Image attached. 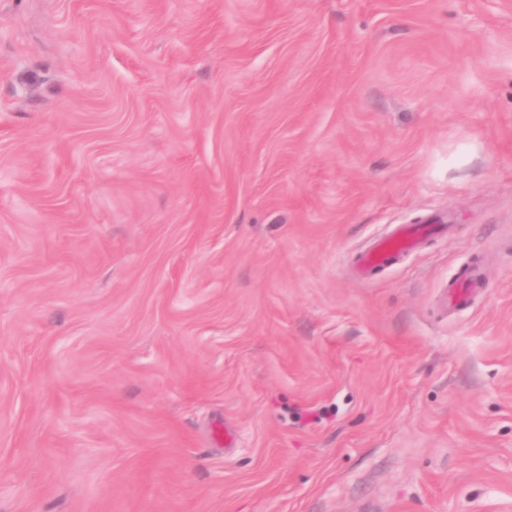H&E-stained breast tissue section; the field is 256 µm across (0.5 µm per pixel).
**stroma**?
Returning <instances> with one entry per match:
<instances>
[{
    "mask_svg": "<svg viewBox=\"0 0 512 512\" xmlns=\"http://www.w3.org/2000/svg\"><path fill=\"white\" fill-rule=\"evenodd\" d=\"M0 512H512V0H0ZM446 224H415L391 237L378 241L372 249L361 254V267L373 268L390 262L399 253L413 249L422 239L445 229ZM482 281L476 272H469L461 278L449 292V300L455 304H465L476 288H481Z\"/></svg>",
    "mask_w": 512,
    "mask_h": 512,
    "instance_id": "35a3bbf8",
    "label": "stroma"
}]
</instances>
